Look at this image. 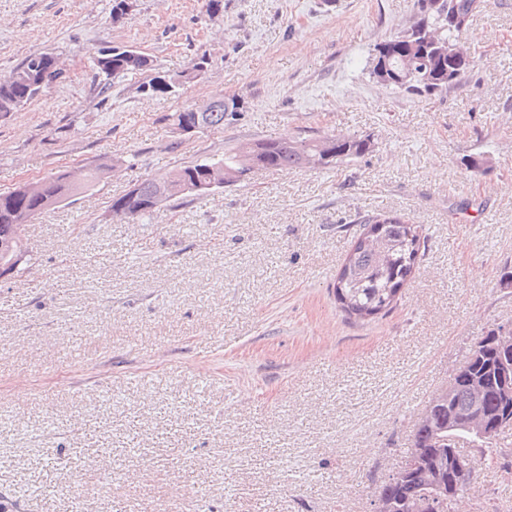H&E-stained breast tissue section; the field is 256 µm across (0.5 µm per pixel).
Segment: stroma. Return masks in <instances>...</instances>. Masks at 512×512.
I'll use <instances>...</instances> for the list:
<instances>
[{
    "label": "stroma",
    "instance_id": "1",
    "mask_svg": "<svg viewBox=\"0 0 512 512\" xmlns=\"http://www.w3.org/2000/svg\"><path fill=\"white\" fill-rule=\"evenodd\" d=\"M0 0V77L53 53L65 75L0 119V192L108 164L27 228L0 280V512H372L414 424L471 345L512 324V0L466 32L468 78L419 98L370 78L414 0ZM132 46L209 64L177 97L138 77L98 95L92 60ZM245 104L187 136L168 115ZM369 138L334 169L254 170L113 219L148 177L258 139ZM469 201L467 213L456 206ZM421 225L396 307L346 319L332 284L366 213ZM464 496L512 512V430Z\"/></svg>",
    "mask_w": 512,
    "mask_h": 512
}]
</instances>
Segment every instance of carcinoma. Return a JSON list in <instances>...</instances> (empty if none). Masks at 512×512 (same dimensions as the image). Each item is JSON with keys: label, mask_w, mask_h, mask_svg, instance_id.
<instances>
[{"label": "carcinoma", "mask_w": 512, "mask_h": 512, "mask_svg": "<svg viewBox=\"0 0 512 512\" xmlns=\"http://www.w3.org/2000/svg\"><path fill=\"white\" fill-rule=\"evenodd\" d=\"M474 0H416L412 22L395 35L381 42L391 48L390 63L394 74L381 84L416 96H434L448 86L460 82L475 66L463 31L448 24V14L460 18L472 17ZM41 60L33 67L29 58L0 78V118L6 119L21 111L55 82L58 70L55 56L39 53ZM100 93L104 94L118 78L140 75L144 81L140 90L150 96H174L184 85L199 79L208 65L206 54L196 56L187 69L165 74L159 79L154 60L130 46H113L99 51L94 60ZM236 98L219 99L211 111L202 113L204 129L224 126L226 109L240 110ZM329 141L333 165L340 166L370 152L371 142L358 136L327 135L323 138L288 140H256L229 150L220 157L191 161L173 172V175L191 186L189 193L200 195L210 192L201 186L204 173L210 166L221 164L229 170H238L244 153L253 154L258 168L288 170L303 167V157L315 153L323 140ZM106 166L97 165L86 170L79 182L70 179L69 172L52 173L43 178L42 191L31 195L20 184L13 190L0 193V261L5 254L16 257L10 275L17 274L27 263L29 251L16 237V226L29 224L43 212L63 206L70 199L94 187L105 174ZM157 178H146L135 189L112 199L111 208L130 215L134 220L155 210L151 199L156 192ZM364 232L357 238L347 254L333 285V293L340 309L356 320L371 319L390 312L397 303L402 287L413 276L419 251L421 234L418 226L402 217L389 213H367L360 216ZM472 371L486 381L483 406L490 426L500 416L501 403L494 376L499 358L490 347H481L469 358ZM470 387L462 383L452 400L432 407L431 419L418 423L413 430L409 448L404 457L414 458L416 466L403 484L383 482L379 494L397 501L419 495L428 484L426 468L436 460H448V437L467 438L480 448L495 447L494 440L512 429L511 424L495 426L493 440L486 443L470 433L462 424L470 404Z\"/></svg>", "instance_id": "obj_1"}]
</instances>
